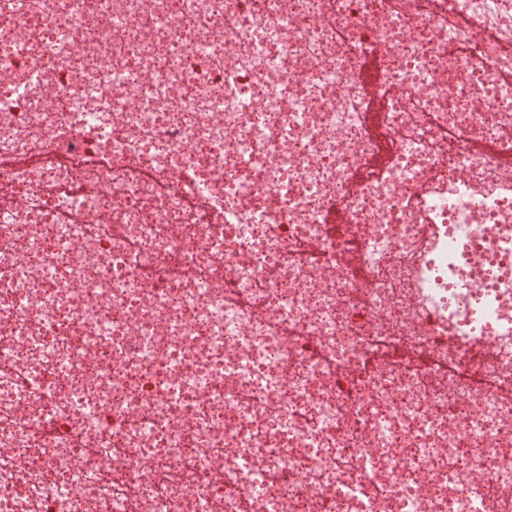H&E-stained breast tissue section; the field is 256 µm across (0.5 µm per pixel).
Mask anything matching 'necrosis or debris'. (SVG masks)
Listing matches in <instances>:
<instances>
[{"mask_svg": "<svg viewBox=\"0 0 512 512\" xmlns=\"http://www.w3.org/2000/svg\"><path fill=\"white\" fill-rule=\"evenodd\" d=\"M374 51L398 150L354 190ZM488 138L512 0L0 10V512H512Z\"/></svg>", "mask_w": 512, "mask_h": 512, "instance_id": "1", "label": "necrosis or debris"}]
</instances>
